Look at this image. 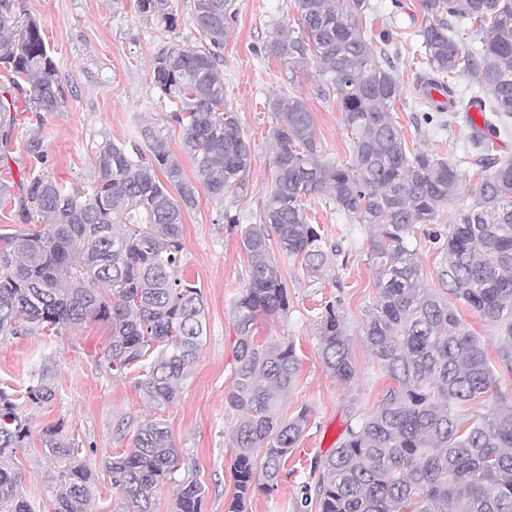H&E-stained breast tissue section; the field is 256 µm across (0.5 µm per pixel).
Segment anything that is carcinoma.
Listing matches in <instances>:
<instances>
[{"mask_svg": "<svg viewBox=\"0 0 512 512\" xmlns=\"http://www.w3.org/2000/svg\"><path fill=\"white\" fill-rule=\"evenodd\" d=\"M237 0H191V23L204 44L163 49L153 61V81L178 100L174 113L196 171L189 181L180 161L152 128L137 141L108 143L97 156L91 186L69 187L43 174L0 198L44 228L8 237L0 251V335L28 327L71 328L90 319L107 323V357L123 371L148 361L139 390L157 404L175 402L180 380L197 360L204 335L201 290L180 278L183 215L198 200L195 184L222 198L247 189L251 151L238 117L224 103V41L237 22ZM415 37L420 80L466 112L478 102L509 131L512 125V0H420ZM137 9L165 32L179 15L172 0H137ZM298 31L280 28L272 48L292 59L313 57L323 96L334 95L352 135L349 158H322L312 112L296 94L269 98L275 117L273 180L265 221L244 224L241 246L248 275L235 300L234 378L225 404L237 414L231 432L235 494L228 512H244L261 491L270 496L288 456L309 421L307 409L284 419L280 401L301 363L291 343L255 341L262 314L288 311V294L272 241L301 261L317 279L329 266L322 235L309 223L313 202L373 229L369 260L377 297L362 335L388 388L377 409L349 426L339 445L311 463L315 494L304 488L295 512H512V395L481 339L466 329L446 298L422 286L413 243L417 226L436 223L440 207L454 204L453 223L421 232L446 255L439 280L455 299L501 326V365L512 370V159L485 154L470 204L456 164L432 149L408 148L393 119L402 87L389 48L392 28L367 22L370 0H294ZM472 47H463L464 38ZM0 66L18 90L28 86L25 111L41 117L65 104L52 50L40 23L20 0H0ZM471 77L469 96L457 93ZM0 87V146L13 131L17 108ZM320 357L336 379L358 371L351 337L338 304L327 303L318 323ZM56 395L45 366L26 401L0 386V512H33L19 493L16 452L30 437L27 402ZM484 399L485 411L464 427V406ZM40 443L58 464L53 512H92V473L82 449L61 427L44 428ZM122 499L116 512H151L150 495L181 470L165 420L139 423L133 450L104 462ZM205 488L188 474L178 481L174 512H202Z\"/></svg>", "mask_w": 512, "mask_h": 512, "instance_id": "carcinoma-1", "label": "carcinoma"}]
</instances>
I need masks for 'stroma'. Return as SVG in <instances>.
I'll list each match as a JSON object with an SVG mask.
<instances>
[{"instance_id": "obj_1", "label": "stroma", "mask_w": 512, "mask_h": 512, "mask_svg": "<svg viewBox=\"0 0 512 512\" xmlns=\"http://www.w3.org/2000/svg\"><path fill=\"white\" fill-rule=\"evenodd\" d=\"M376 20L390 24L396 35L397 75L403 94L393 118L407 143L436 149L441 157L460 161L462 187L474 193L481 178L477 151L469 147L472 126L456 114L447 127L426 122L415 90L422 72L414 36L421 16L419 0H371ZM25 13L37 19L53 52L66 103L42 118L16 115L7 163H0V183L19 189L20 177L31 171L26 143L39 138L46 158L40 171L63 184L88 185L98 175L97 155L108 143L136 138L144 125L161 131L168 150L179 159L188 179L195 169L183 144V131L172 115L173 100L153 85L154 55L164 47L200 46L202 38L188 18L186 0H176L178 27L160 31L136 8L135 0H21ZM293 0H237L238 19L224 44V99L238 116L252 154L248 187L238 199H217L199 190L198 202L184 214L183 279L203 294L205 328L197 362L183 378L179 398L166 406L144 399L136 382L140 367L118 372L105 356L110 327L94 320L50 334L36 328L18 336L0 337V384L25 391L43 365L54 370L56 395L46 404L28 407L32 435L19 449L16 464L19 491L35 512H52L58 486L55 468L44 456L39 435L50 425H63L65 435L84 448L82 461L92 472V512H113L120 497L103 463L131 450L137 424L163 417L183 453L182 470L203 483L202 512H227L235 494L230 434L236 414L224 404L235 370L237 339L233 305L247 275L239 225L225 223V213L239 224H257L272 181L274 116L268 99L288 90L303 97L313 114L317 136L327 157L345 159L351 135L335 97H322L311 61L296 62L272 51L279 26L297 28ZM309 216L326 245L337 248L324 276L311 281L298 259L275 251L288 291V311L260 316L257 340L293 343L301 367L280 412L289 417L310 413L298 448L289 456L272 495L256 493L246 512H294L304 485L314 484L310 462L328 454L345 428L372 414L391 385L363 340L365 314L376 299L375 270L369 261L371 230L340 212L313 204ZM339 301L357 378L344 384L323 365L317 324L326 302Z\"/></svg>"}]
</instances>
